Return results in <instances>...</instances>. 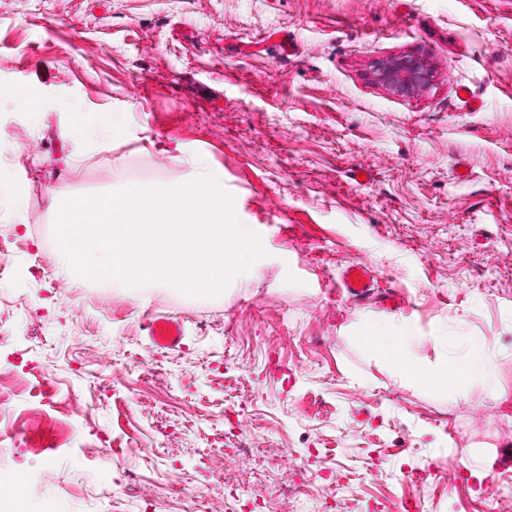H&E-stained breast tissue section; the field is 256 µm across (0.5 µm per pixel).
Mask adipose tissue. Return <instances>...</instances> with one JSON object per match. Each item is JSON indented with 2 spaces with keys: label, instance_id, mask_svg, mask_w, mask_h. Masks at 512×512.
Listing matches in <instances>:
<instances>
[{
  "label": "adipose tissue",
  "instance_id": "ef3b65f1",
  "mask_svg": "<svg viewBox=\"0 0 512 512\" xmlns=\"http://www.w3.org/2000/svg\"><path fill=\"white\" fill-rule=\"evenodd\" d=\"M411 333L406 326L391 327L380 320H367L365 339L402 379L432 389L474 378H489L490 364L485 352L474 350L461 361L448 360L427 364L420 361L409 347Z\"/></svg>",
  "mask_w": 512,
  "mask_h": 512
}]
</instances>
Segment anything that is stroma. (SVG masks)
Listing matches in <instances>:
<instances>
[{"instance_id":"35a3bbf8","label":"stroma","mask_w":512,"mask_h":512,"mask_svg":"<svg viewBox=\"0 0 512 512\" xmlns=\"http://www.w3.org/2000/svg\"><path fill=\"white\" fill-rule=\"evenodd\" d=\"M409 53L427 88L375 83ZM197 158L264 249L223 295L62 270L50 195ZM0 179V464L32 512H183L174 483L212 512H512V0H0ZM369 316L490 378L400 379ZM374 277L370 268L360 261L349 262L342 271L337 288L348 298L361 300L373 288ZM148 336L156 347L173 350L181 344L183 337L182 325L170 317H157L145 325Z\"/></svg>"}]
</instances>
